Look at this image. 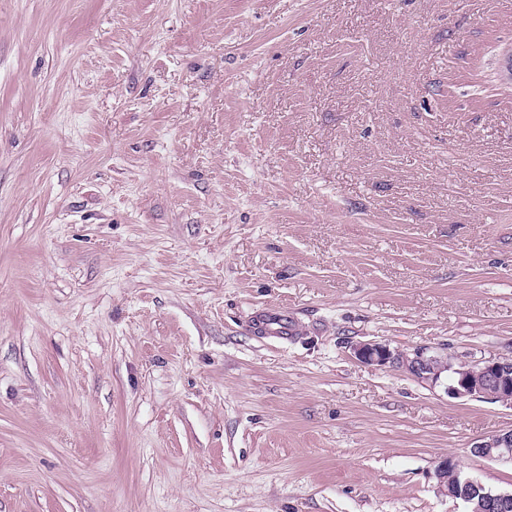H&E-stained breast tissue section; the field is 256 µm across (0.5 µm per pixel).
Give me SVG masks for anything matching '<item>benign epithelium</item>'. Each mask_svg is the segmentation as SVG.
Returning a JSON list of instances; mask_svg holds the SVG:
<instances>
[{
	"label": "benign epithelium",
	"mask_w": 512,
	"mask_h": 512,
	"mask_svg": "<svg viewBox=\"0 0 512 512\" xmlns=\"http://www.w3.org/2000/svg\"><path fill=\"white\" fill-rule=\"evenodd\" d=\"M355 357L361 362L394 367L402 363V370L418 382L435 387L442 382V374L451 376L445 391L452 398L490 397L512 408V365L501 359L457 360L440 352L416 347L410 352L393 351L375 342H357L351 345ZM473 453L499 463L512 464V429L477 443ZM455 461L445 457L435 467L437 492L466 504H475L470 512H512V493L483 492L480 482L456 475L455 483L448 484V469Z\"/></svg>",
	"instance_id": "1"
}]
</instances>
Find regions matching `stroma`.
Instances as JSON below:
<instances>
[{
	"mask_svg": "<svg viewBox=\"0 0 512 512\" xmlns=\"http://www.w3.org/2000/svg\"><path fill=\"white\" fill-rule=\"evenodd\" d=\"M512 0H0V512H467L512 408ZM287 310L282 341L249 326ZM350 348L357 359L370 365L395 367L400 360L403 371L429 387L441 384L442 374L447 373L445 391L452 398L490 397L512 408V362L509 366L503 359L457 360L423 347L393 351L375 342H357ZM455 466V461L448 457L443 458L436 465L434 477L438 493L462 500L471 509L467 512H510L512 510V493H481L485 486L477 480L461 476L458 470L455 483L448 485V468L455 469ZM475 495H478L479 500L475 507H471L470 505L475 502L473 499Z\"/></svg>",
	"mask_w": 512,
	"mask_h": 512,
	"instance_id": "35a3bbf8",
	"label": "stroma"
}]
</instances>
